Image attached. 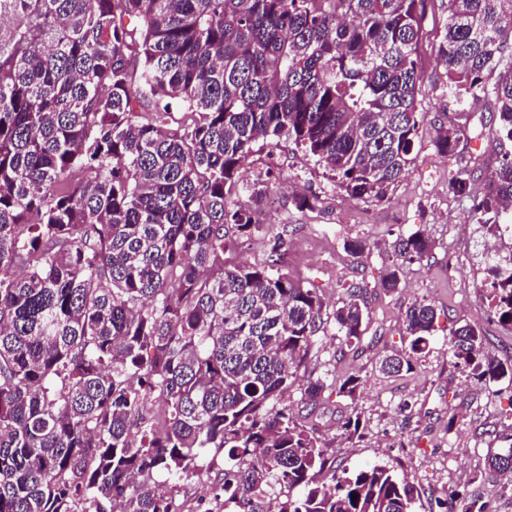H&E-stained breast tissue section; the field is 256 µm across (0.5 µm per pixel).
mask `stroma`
I'll return each instance as SVG.
<instances>
[{
	"instance_id": "obj_1",
	"label": "stroma",
	"mask_w": 512,
	"mask_h": 512,
	"mask_svg": "<svg viewBox=\"0 0 512 512\" xmlns=\"http://www.w3.org/2000/svg\"><path fill=\"white\" fill-rule=\"evenodd\" d=\"M448 19V0H424L418 66L422 83L417 105L426 118L415 141V160L384 199H354L340 189L316 158L289 141H260L241 167V193L249 204V187L266 185L276 198L262 209V233L225 250V266L265 265L276 238L286 242L282 269L314 288L323 311L333 314L351 285L368 286L369 315L358 347L321 337L310 352L306 370L325 379L317 408L301 401L298 389L284 396L293 413L316 430L347 469L375 464L390 467L421 493L414 512H438L437 501L456 488L469 491L489 512H512V479L486 474L490 454L512 448V384L482 387L467 381L448 354V333L455 323L481 326L488 351L512 360V331L492 314L482 286L483 240L473 220L490 173L496 166L499 118L491 106L456 98L447 87L437 45ZM481 124L482 140L459 143L454 156L438 153L439 129L465 122ZM466 171L474 191L454 195L452 173ZM314 198L316 206L300 210L294 198ZM423 230L432 242L424 258L396 262L391 249L398 235ZM362 240L364 253H350L345 243ZM400 267L396 290L380 288L384 267ZM427 299L438 312L437 330L411 373H379L383 356L405 349L403 313L412 302ZM363 385L355 398L337 396L336 385L352 374ZM359 415L363 434L342 438L345 418Z\"/></svg>"
}]
</instances>
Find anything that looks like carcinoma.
I'll return each mask as SVG.
<instances>
[{"label":"carcinoma","instance_id":"carcinoma-1","mask_svg":"<svg viewBox=\"0 0 512 512\" xmlns=\"http://www.w3.org/2000/svg\"><path fill=\"white\" fill-rule=\"evenodd\" d=\"M422 3L0 0V512H177L158 477H197L208 455L223 464L206 489L218 512H263L272 495L279 512H413L412 484L336 465L280 406L319 334L360 343L368 288L325 317L280 272L283 239L267 266L227 268L224 251L261 229L233 200L259 140L303 147L352 198H382L408 170L425 120ZM437 54L448 89L492 104L512 142V0H448ZM457 143L444 131L435 146ZM476 224L494 240L512 224V152ZM430 247L417 230L394 253ZM485 263L512 330V244L487 246ZM437 319L425 299L407 307L408 350L380 371H412ZM484 342L466 323L448 353L480 386L512 384ZM325 387L306 377L301 401ZM486 469L512 474V449ZM437 506L484 512L459 491Z\"/></svg>","mask_w":512,"mask_h":512}]
</instances>
